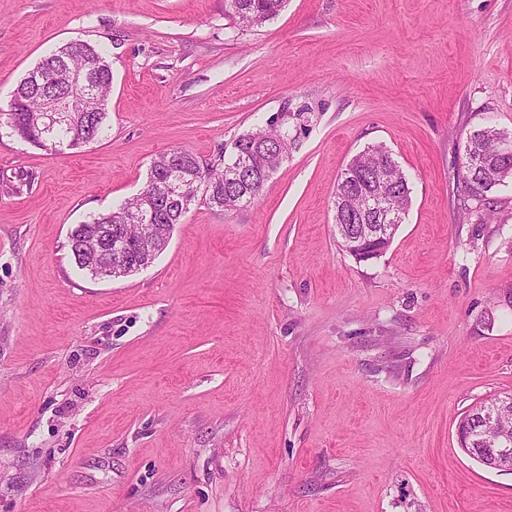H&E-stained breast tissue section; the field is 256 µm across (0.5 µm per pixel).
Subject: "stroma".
I'll use <instances>...</instances> for the list:
<instances>
[{"label": "stroma", "instance_id": "1", "mask_svg": "<svg viewBox=\"0 0 512 512\" xmlns=\"http://www.w3.org/2000/svg\"><path fill=\"white\" fill-rule=\"evenodd\" d=\"M81 40L112 66L104 137L7 124L28 70ZM286 118L251 202L194 204L166 250L95 279L71 229ZM512 132V0H0V512H512L457 423L512 393V181H457L469 131ZM381 144L411 204L381 257L334 191ZM228 12L242 26H258L255 18L265 23L276 17L284 7L285 0H227Z\"/></svg>", "mask_w": 512, "mask_h": 512}]
</instances>
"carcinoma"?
I'll use <instances>...</instances> for the list:
<instances>
[{"label": "carcinoma", "mask_w": 512, "mask_h": 512, "mask_svg": "<svg viewBox=\"0 0 512 512\" xmlns=\"http://www.w3.org/2000/svg\"><path fill=\"white\" fill-rule=\"evenodd\" d=\"M285 0H227L228 12L242 26L256 25L255 18L267 22L276 17L284 7ZM92 65L95 67L94 76L101 84L100 98L93 112H79L71 121L62 122L52 129L53 139L59 144L78 147L96 140L105 131L107 120V105L112 88V68L104 57L90 44L84 42L76 45L69 42L58 48L54 53L45 57L28 71L17 86L11 112L8 113L9 126L22 138L34 143H41L33 129L38 111L43 99L53 97L71 101L84 93V86L71 81L69 73L82 70ZM44 78L41 88L32 91L31 78L35 74ZM264 136L267 152L265 162L271 170H276L288 151V130L283 126L248 131L240 135L233 143V154L230 159L203 161L196 154L181 148H174L155 158L150 167L149 180L160 178L167 170L169 163H174L182 170L187 180L197 183V199L212 208L224 212L235 210L238 199L252 200L258 195L264 184L241 174L239 162L247 154H255L262 148L254 143L256 134ZM493 173L483 176V182L467 177L460 170L457 179L465 184L467 196L482 201L486 193L494 186V173L512 170V155L492 160ZM352 165L357 170L353 181L339 178L334 199L346 198L344 210L340 211V223L347 227V234L356 233V227L364 223L358 214L360 197L374 191L376 178L380 172H393L397 167L391 153L381 144L372 145L355 155ZM394 206L400 208L401 216H406L410 206V188L407 178L397 177V181L389 188ZM138 199L129 198L117 212L98 214L82 224L77 225L68 237V247L77 266L95 275L97 266L107 259L108 248L114 232L123 228L127 234L125 240L126 253L132 265L125 275H132L141 266L137 265L141 257L140 237L147 230L140 226L137 215ZM185 211L172 206L160 217L156 233L168 246L174 226L181 222ZM457 439L459 447L469 448L468 457L481 465H486V447L483 436L485 431L493 427L507 434L509 441L504 447L512 448V395L504 399L493 398L473 406L462 414L458 422Z\"/></svg>", "instance_id": "obj_1"}]
</instances>
